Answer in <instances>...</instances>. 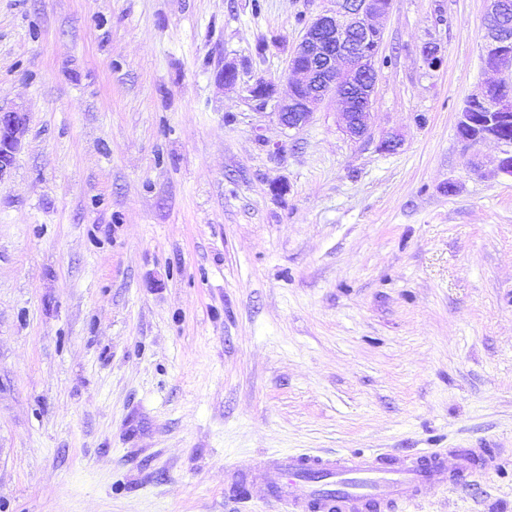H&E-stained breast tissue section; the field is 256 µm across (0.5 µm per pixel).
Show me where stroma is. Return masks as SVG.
Returning a JSON list of instances; mask_svg holds the SVG:
<instances>
[{
    "instance_id": "1",
    "label": "stroma",
    "mask_w": 512,
    "mask_h": 512,
    "mask_svg": "<svg viewBox=\"0 0 512 512\" xmlns=\"http://www.w3.org/2000/svg\"><path fill=\"white\" fill-rule=\"evenodd\" d=\"M330 6L0 0V512H273L229 466L478 447L403 512H512V178L456 134L487 2L393 0L357 141L276 115ZM26 122L25 113L0 107V178L13 165Z\"/></svg>"
}]
</instances>
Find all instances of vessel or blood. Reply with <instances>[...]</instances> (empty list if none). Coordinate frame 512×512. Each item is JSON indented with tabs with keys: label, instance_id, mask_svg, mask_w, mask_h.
<instances>
[{
	"label": "vessel or blood",
	"instance_id": "vessel-or-blood-1",
	"mask_svg": "<svg viewBox=\"0 0 512 512\" xmlns=\"http://www.w3.org/2000/svg\"><path fill=\"white\" fill-rule=\"evenodd\" d=\"M497 467L482 448L455 452L450 464L431 448L390 455L358 449L269 455L249 470L236 471L233 480L260 483L268 502L286 512H395L399 505L416 503L426 488L466 487ZM312 471L324 474L325 483L309 479Z\"/></svg>",
	"mask_w": 512,
	"mask_h": 512
}]
</instances>
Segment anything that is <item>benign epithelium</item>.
I'll list each match as a JSON object with an SVG mask.
<instances>
[{
    "label": "benign epithelium",
    "instance_id": "benign-epithelium-1",
    "mask_svg": "<svg viewBox=\"0 0 512 512\" xmlns=\"http://www.w3.org/2000/svg\"><path fill=\"white\" fill-rule=\"evenodd\" d=\"M393 0H333V7L312 18L289 54L285 76L291 95L279 102L277 116L288 129H299L328 97L339 105V127L352 140L368 133L372 97L384 31L380 20ZM502 0H487L482 55L498 75L467 102L457 134L469 144L486 140L505 150L497 171L512 178V36L503 24ZM27 122L26 114L0 107V177L13 165Z\"/></svg>",
    "mask_w": 512,
    "mask_h": 512
}]
</instances>
